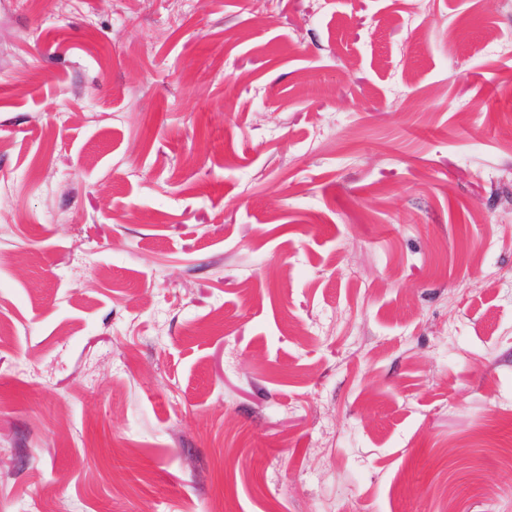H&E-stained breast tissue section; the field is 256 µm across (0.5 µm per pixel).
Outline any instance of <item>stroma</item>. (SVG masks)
Here are the masks:
<instances>
[{"label":"stroma","mask_w":512,"mask_h":512,"mask_svg":"<svg viewBox=\"0 0 512 512\" xmlns=\"http://www.w3.org/2000/svg\"><path fill=\"white\" fill-rule=\"evenodd\" d=\"M0 0V512H512V0Z\"/></svg>","instance_id":"35a3bbf8"}]
</instances>
